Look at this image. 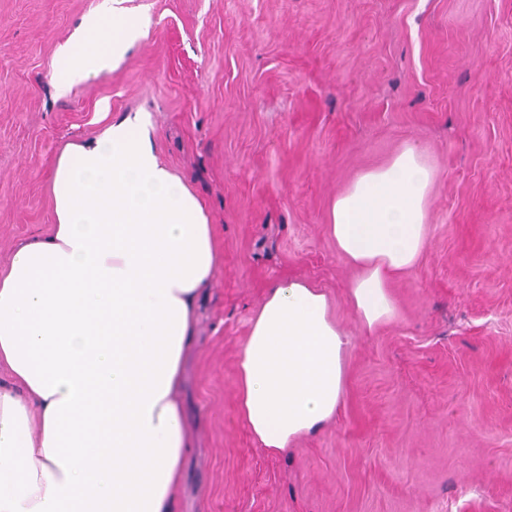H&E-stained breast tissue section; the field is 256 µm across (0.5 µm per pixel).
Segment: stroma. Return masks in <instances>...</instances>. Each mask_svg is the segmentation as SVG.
Returning <instances> with one entry per match:
<instances>
[{
  "instance_id": "obj_1",
  "label": "stroma",
  "mask_w": 512,
  "mask_h": 512,
  "mask_svg": "<svg viewBox=\"0 0 512 512\" xmlns=\"http://www.w3.org/2000/svg\"><path fill=\"white\" fill-rule=\"evenodd\" d=\"M110 2L0 0V265L50 231L63 148L142 113L220 246L175 512H512V0H123L145 35L59 92V48ZM406 143L436 173L427 245L368 332L328 211ZM284 278L329 294L348 380L334 423L273 453L236 356Z\"/></svg>"
}]
</instances>
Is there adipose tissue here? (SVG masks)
I'll return each instance as SVG.
<instances>
[{
    "label": "adipose tissue",
    "instance_id": "ef3b65f1",
    "mask_svg": "<svg viewBox=\"0 0 512 512\" xmlns=\"http://www.w3.org/2000/svg\"><path fill=\"white\" fill-rule=\"evenodd\" d=\"M145 18H86L58 59L64 87L96 76L142 36ZM434 171L405 144L360 173L327 230L358 269L347 298L366 330L397 312L390 288L427 242ZM56 222L0 268V512H174L192 438L183 353L219 246L204 207L164 166L139 116L67 144ZM349 338L323 288L270 284L237 356V412L268 451L336 418Z\"/></svg>",
    "mask_w": 512,
    "mask_h": 512
}]
</instances>
